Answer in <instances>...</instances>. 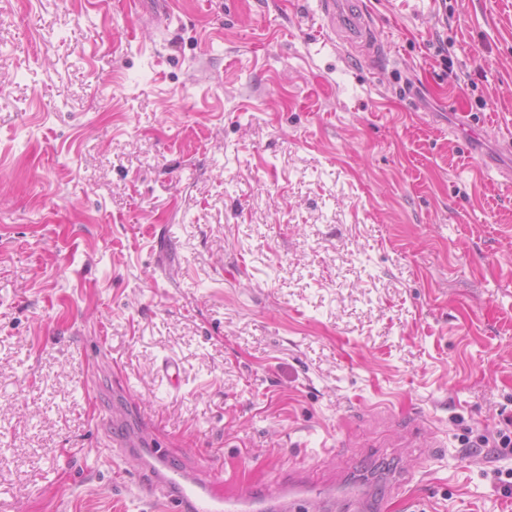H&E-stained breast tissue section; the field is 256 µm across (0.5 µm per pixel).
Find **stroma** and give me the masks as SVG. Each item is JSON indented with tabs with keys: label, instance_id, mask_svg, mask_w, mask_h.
<instances>
[{
	"label": "stroma",
	"instance_id": "stroma-1",
	"mask_svg": "<svg viewBox=\"0 0 512 512\" xmlns=\"http://www.w3.org/2000/svg\"><path fill=\"white\" fill-rule=\"evenodd\" d=\"M360 2L375 59L318 0H0V512H158L123 384L228 496L512 512L461 445L512 418V0Z\"/></svg>",
	"mask_w": 512,
	"mask_h": 512
}]
</instances>
